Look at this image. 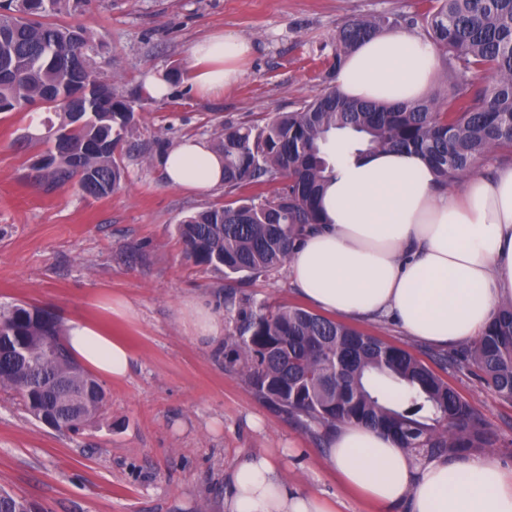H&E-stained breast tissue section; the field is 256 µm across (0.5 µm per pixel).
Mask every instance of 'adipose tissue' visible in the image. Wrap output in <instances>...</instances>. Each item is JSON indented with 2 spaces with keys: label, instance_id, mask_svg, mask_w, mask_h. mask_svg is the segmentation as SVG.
<instances>
[{
  "label": "adipose tissue",
  "instance_id": "adipose-tissue-1",
  "mask_svg": "<svg viewBox=\"0 0 512 512\" xmlns=\"http://www.w3.org/2000/svg\"><path fill=\"white\" fill-rule=\"evenodd\" d=\"M250 46L216 33L190 55L199 93H220L243 74ZM438 51L409 30L362 42L337 68L333 87L355 100L415 101L437 75ZM173 187L209 192L224 184V158L187 137L162 159ZM323 222L291 252L298 293L317 309L394 321L440 347L474 343L502 302L512 300V164L473 171L457 189L439 188L412 151L348 154L325 186ZM73 357L109 381L126 377L129 348L100 325L65 326ZM328 466L382 512H512V469L489 454L416 462L394 439L362 425L329 437ZM224 512H336L334 502L284 478L269 454L243 458L230 476Z\"/></svg>",
  "mask_w": 512,
  "mask_h": 512
}]
</instances>
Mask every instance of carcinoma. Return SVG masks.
Wrapping results in <instances>:
<instances>
[{
	"label": "carcinoma",
	"instance_id": "carcinoma-1",
	"mask_svg": "<svg viewBox=\"0 0 512 512\" xmlns=\"http://www.w3.org/2000/svg\"><path fill=\"white\" fill-rule=\"evenodd\" d=\"M88 0H6L0 4V112L47 108L58 122L34 118L45 146L35 182L46 191L75 184L106 197L125 181L123 156L140 97H128L91 57L93 37L59 24ZM449 55L452 78L490 74L465 95L394 105L349 100L332 88L263 125L221 122L212 145L224 156L231 200L187 216L177 227L185 258L229 279L257 280L288 262L305 229L322 223L320 199L331 172L330 136L353 137L369 152L408 149L430 163L440 187L494 155L512 160V0H418L409 18ZM400 24L380 13L355 17L336 32L335 63L377 33ZM229 363L261 403L318 444L345 424L394 437L415 459L481 452L494 440L480 412L408 350L298 306L238 305L225 337ZM441 369L471 364L512 402V302L469 347L438 355ZM35 420L59 430L85 428L106 402L102 386L71 356L59 318L28 304L0 306V391ZM0 512H32L4 492Z\"/></svg>",
	"mask_w": 512,
	"mask_h": 512
}]
</instances>
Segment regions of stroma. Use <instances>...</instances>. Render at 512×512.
Here are the masks:
<instances>
[{
  "label": "stroma",
  "mask_w": 512,
  "mask_h": 512,
  "mask_svg": "<svg viewBox=\"0 0 512 512\" xmlns=\"http://www.w3.org/2000/svg\"><path fill=\"white\" fill-rule=\"evenodd\" d=\"M416 0H90L77 23L99 43L94 57L124 92L151 73L185 74L171 94L142 103L134 140L177 144L210 138L217 122L264 124L332 82L337 30L351 18L409 17ZM224 31L251 54L242 78L217 96L196 91L191 46ZM30 115L0 113V306L25 302L61 321H108L133 354L128 376L105 382L106 405L79 433L31 418L0 391V488L42 512H219L226 481L248 453L296 442L283 461L290 482L335 501L338 512H372L336 480L325 451L258 402L216 345L192 336L184 304L216 303L221 274L184 259L176 228L193 212L224 202L170 186L160 163L124 158L126 180L93 199L73 185L45 191L30 179L42 149L25 142ZM254 303L303 306L287 267L238 289ZM129 315L108 316L105 299ZM448 383L482 414L493 454L512 466V403L467 365L449 366ZM260 417L253 427L251 417Z\"/></svg>",
  "instance_id": "1"
}]
</instances>
